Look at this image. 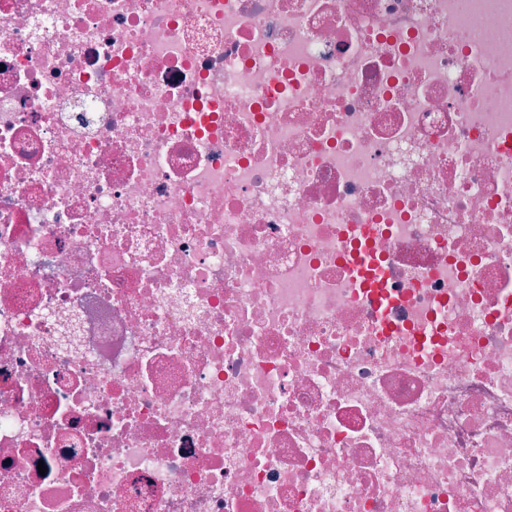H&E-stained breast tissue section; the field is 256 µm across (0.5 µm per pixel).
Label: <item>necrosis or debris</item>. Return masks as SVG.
I'll use <instances>...</instances> for the list:
<instances>
[{
	"label": "necrosis or debris",
	"instance_id": "1",
	"mask_svg": "<svg viewBox=\"0 0 512 512\" xmlns=\"http://www.w3.org/2000/svg\"><path fill=\"white\" fill-rule=\"evenodd\" d=\"M0 512H512V0H0Z\"/></svg>",
	"mask_w": 512,
	"mask_h": 512
}]
</instances>
